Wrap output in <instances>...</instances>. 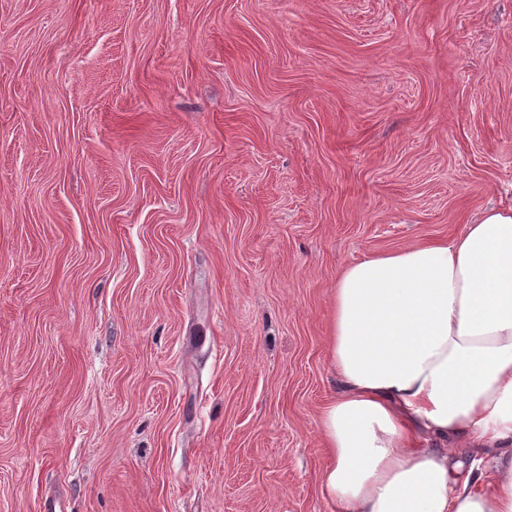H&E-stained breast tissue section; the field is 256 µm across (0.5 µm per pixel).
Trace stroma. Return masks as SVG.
Returning a JSON list of instances; mask_svg holds the SVG:
<instances>
[{"instance_id": "1", "label": "stroma", "mask_w": 512, "mask_h": 512, "mask_svg": "<svg viewBox=\"0 0 512 512\" xmlns=\"http://www.w3.org/2000/svg\"><path fill=\"white\" fill-rule=\"evenodd\" d=\"M512 202V0H0V512H327L339 270Z\"/></svg>"}]
</instances>
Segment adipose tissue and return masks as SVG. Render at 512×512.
<instances>
[{
  "instance_id": "ef3b65f1",
  "label": "adipose tissue",
  "mask_w": 512,
  "mask_h": 512,
  "mask_svg": "<svg viewBox=\"0 0 512 512\" xmlns=\"http://www.w3.org/2000/svg\"><path fill=\"white\" fill-rule=\"evenodd\" d=\"M328 365L331 512H512V205L343 268Z\"/></svg>"
}]
</instances>
